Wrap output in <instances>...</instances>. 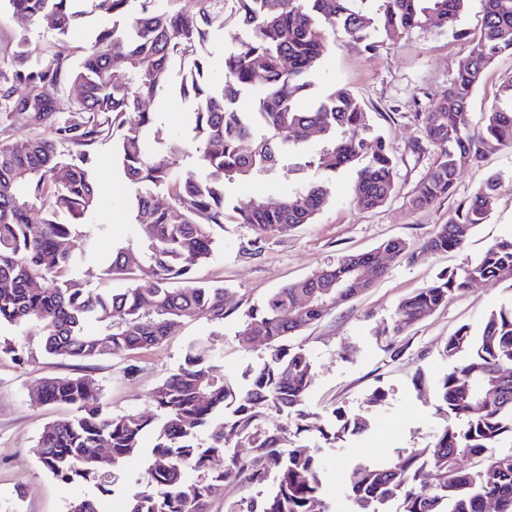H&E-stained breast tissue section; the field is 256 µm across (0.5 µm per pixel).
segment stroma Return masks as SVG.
Here are the masks:
<instances>
[{
    "label": "stroma",
    "instance_id": "35a3bbf8",
    "mask_svg": "<svg viewBox=\"0 0 512 512\" xmlns=\"http://www.w3.org/2000/svg\"><path fill=\"white\" fill-rule=\"evenodd\" d=\"M97 23V18H88L83 29L63 39L43 29L31 30L28 38L40 55L59 54L75 64L90 49ZM241 35L239 20L225 13L223 28L213 31L208 44L212 84H222L224 53L236 47ZM472 48L471 41L431 25L402 33L376 51L366 49L343 30L331 33L311 93L320 96L344 87L365 101L371 123L397 160L394 195L381 208L360 210L353 202L355 173L343 171L324 210L312 223L288 235L260 242L250 226L225 218L223 225L213 229L218 246L212 258L192 273L195 281L226 288L228 297L244 311L274 290L335 262L343 253L370 252L390 238L421 243L438 225L447 223L457 206L468 201L490 174H499L490 217L473 229L464 249L419 263L391 265L371 288L337 304L290 340L291 346L307 351L314 366V383L305 402L313 423L326 424L336 408L349 414L370 412L374 422L370 430L347 436L333 447L323 445L318 434L300 436L317 449L323 494L336 512H352L344 482L347 469L395 456L405 448L425 447L450 425L436 395L439 380L452 366L443 354L444 339L463 325L479 330L487 313L512 304V279L481 282L452 296L445 307L409 327L406 335L394 339L382 333L395 319L402 299L429 285L439 272L476 258L512 231L510 147L491 150L481 162L465 167L449 198L423 209L409 204L416 184L438 156L437 148L424 140L417 114L444 93L458 62ZM511 76L510 54L499 56L486 70L469 103L472 133L480 132L484 112L495 104L501 82ZM150 108L171 136L191 141V106L175 91L162 94ZM91 164L101 205L85 229L101 235V249L87 255L72 275L91 290L118 289L122 280L107 279L102 258L110 254L113 242L136 234L126 212L134 188L116 169L111 142L92 151ZM236 323V317L225 319L224 339L217 352L225 377L239 382L265 356L266 349L261 345L240 349L234 341ZM212 329L207 320L189 318L158 347L91 362L66 360L39 350L24 360L0 353V512H68L74 499L92 492L91 487L57 480L39 458L37 443L43 426L66 414L60 407L31 403L29 392L41 378L88 375L99 384L102 403L112 415L149 414L152 390L177 370L189 346ZM418 374L424 384L417 389L413 378ZM377 390L385 394L381 406L367 409V397Z\"/></svg>",
    "mask_w": 512,
    "mask_h": 512
}]
</instances>
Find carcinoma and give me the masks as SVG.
I'll use <instances>...</instances> for the list:
<instances>
[{"mask_svg": "<svg viewBox=\"0 0 512 512\" xmlns=\"http://www.w3.org/2000/svg\"><path fill=\"white\" fill-rule=\"evenodd\" d=\"M25 30L46 28L60 38L95 13L105 20L90 52L70 64L60 56L32 59L26 35L10 46L11 67L0 69V124L20 113L56 127V138L0 140V326L35 323L42 351L71 360L120 357L159 346L189 317L224 325L238 311L226 289L192 281L193 270L213 255V226L232 208L238 224L257 240L310 224L328 203L329 180L356 169L354 203L382 207L395 189L396 161L374 131L364 102L346 88L306 102L328 35L340 27L373 49L396 34L426 25L462 36L465 0H233L244 30L237 47L224 52V82L205 84L203 51L214 28L224 27L226 0H202L194 14L172 13L157 0H8ZM512 54V0H484L480 34L458 63L444 94L419 114L423 138L439 155L417 183L411 205L427 208L449 197L463 167L479 161L491 145L512 146V77L497 104L484 114L479 136L470 132V99L485 71ZM182 70L179 95L193 99V140L200 173L184 177L176 164L184 145L155 125L147 103L163 93L171 70ZM68 82L80 89L72 103L55 95ZM322 147L303 152L307 132ZM112 140L116 167L137 186L128 215L137 235L112 243L106 268L129 286L94 292L70 269L92 241L85 221L99 206L90 152ZM69 145L76 154H66ZM315 171L310 177L307 172ZM258 176L292 179L296 187L273 207L260 199L229 205L230 184ZM499 177L490 175L448 223L423 243L389 239L377 250L411 263L464 247L474 227L492 211ZM170 203L161 205L154 192ZM41 221L30 218L33 209ZM372 253H348L298 282L268 295L240 316L234 340L249 350L261 342L267 356L243 382L224 377L211 354L224 333L193 343L177 371L152 391V414L112 417L100 388L86 376L46 378L30 400L68 406L71 417L42 430L38 447L46 468L65 483L94 488L98 496L73 500L69 512H106L102 498L114 493L112 469L141 456L145 477L129 496L127 512H334L319 494V457L306 445L284 447L290 428L310 431L303 402L313 384V364L284 341L320 321L329 308L359 293L358 268ZM512 275V235L490 245L464 266L439 274L403 299L383 330L402 336L448 299L480 281ZM444 354L458 361L438 387L440 409L461 421L423 448L359 464L346 478L355 512H484L493 498L499 512H512V304L490 312L477 333L463 325L445 339ZM283 422L265 425L270 414ZM327 443L370 429L369 413L332 411ZM209 428V442L197 428ZM154 433L143 447L146 432ZM224 458V467L212 460ZM477 460L466 469L461 460ZM434 483L424 481L426 469ZM267 491L261 500L232 497L234 490Z\"/></svg>", "mask_w": 512, "mask_h": 512, "instance_id": "cac0c4a2", "label": "carcinoma"}]
</instances>
